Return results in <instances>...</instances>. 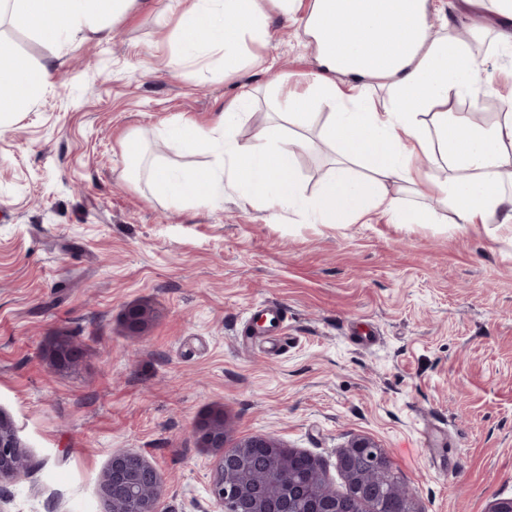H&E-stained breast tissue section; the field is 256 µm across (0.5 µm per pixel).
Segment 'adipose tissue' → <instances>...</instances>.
I'll list each match as a JSON object with an SVG mask.
<instances>
[{"label": "adipose tissue", "instance_id": "1", "mask_svg": "<svg viewBox=\"0 0 512 512\" xmlns=\"http://www.w3.org/2000/svg\"><path fill=\"white\" fill-rule=\"evenodd\" d=\"M133 0H0L10 25L55 46L82 31L98 32L101 21L124 13ZM296 0H189L178 21L171 60L182 63L222 53L224 71L244 65L246 41L265 36L269 9L294 13ZM427 0H313L302 19V34L318 70L302 95L284 94L280 118L261 127L247 143L235 137L237 118L249 96L235 98L218 124L222 132L216 167L187 175L164 165L144 167L140 138L125 148L132 179L147 177L153 196L181 202L223 196L225 188L266 210L288 208L314 224H342L349 217L378 212L394 224H416L419 214L391 196L387 182L423 184L449 203L460 223L495 225L512 231V191L501 170L512 153V113L492 124L464 122L451 108V92L470 91L475 69L466 48L447 32L430 33ZM393 55L380 68V53ZM347 63L339 65L337 54ZM389 83L390 99L377 109L368 88ZM47 81L45 67L33 63L0 38V134L27 112ZM326 118L318 138L338 159L317 196H305L296 178V158L309 148L288 125L306 124L311 110ZM440 157L449 179L422 170L424 157ZM365 165L369 176L355 168Z\"/></svg>", "mask_w": 512, "mask_h": 512}]
</instances>
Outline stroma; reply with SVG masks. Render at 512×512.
Here are the masks:
<instances>
[{"instance_id":"stroma-1","label":"stroma","mask_w":512,"mask_h":512,"mask_svg":"<svg viewBox=\"0 0 512 512\" xmlns=\"http://www.w3.org/2000/svg\"><path fill=\"white\" fill-rule=\"evenodd\" d=\"M269 11L265 42L240 74L214 58L170 64L181 0H134L109 36L57 46L0 23V37L48 70L28 112L0 136V413L27 456L0 481V512H102L112 453L141 454L158 471L161 512H216L218 455L196 431L223 412L232 439L273 436L321 464L365 436L383 448L422 512H488L512 499V239L454 224L436 196L389 184L432 224L372 213L310 224L267 219L233 189L208 203L151 196L127 175L123 144L178 172L213 164L177 153L168 131H211L237 96L253 100L236 129L247 142L273 108L276 85L303 92L317 63L299 16ZM452 37L477 71L452 98L460 120L512 103V55L496 0H441ZM333 157L302 153L296 175L318 193ZM152 320L138 334L126 309ZM285 315L271 355L240 346L266 307ZM67 338L66 368L49 346Z\"/></svg>"}]
</instances>
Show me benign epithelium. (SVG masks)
<instances>
[{
	"label": "benign epithelium",
	"mask_w": 512,
	"mask_h": 512,
	"mask_svg": "<svg viewBox=\"0 0 512 512\" xmlns=\"http://www.w3.org/2000/svg\"><path fill=\"white\" fill-rule=\"evenodd\" d=\"M150 311L134 308L127 312L128 327L137 331L150 321ZM201 447L219 454L212 474L210 493L222 512H345L334 498L309 495L299 485L300 477L283 459L284 445L271 436H254L230 443L219 413L198 428ZM262 451V467L274 490L259 494L253 484L240 474V465L251 461L255 449ZM371 462L380 481L385 482L391 466L382 448L372 439L357 437L351 440L338 457L340 470L349 476L354 491L362 494L360 458ZM26 468L24 453L13 427L0 419V479L16 477ZM104 512H159L162 486L158 472L141 455L115 452L111 455L100 484Z\"/></svg>",
	"instance_id": "7a95c632"
}]
</instances>
